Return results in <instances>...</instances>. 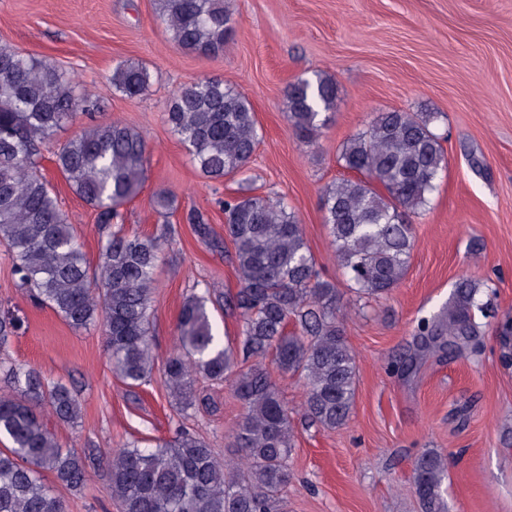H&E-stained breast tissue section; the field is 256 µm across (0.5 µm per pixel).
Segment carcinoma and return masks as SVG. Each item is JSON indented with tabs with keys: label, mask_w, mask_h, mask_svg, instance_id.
Listing matches in <instances>:
<instances>
[{
	"label": "carcinoma",
	"mask_w": 512,
	"mask_h": 512,
	"mask_svg": "<svg viewBox=\"0 0 512 512\" xmlns=\"http://www.w3.org/2000/svg\"><path fill=\"white\" fill-rule=\"evenodd\" d=\"M157 18L179 49L218 56L233 29L224 0H154ZM112 86L128 98L148 92L151 75L139 62L112 71ZM334 78H298L285 89L288 124L310 141L336 106ZM91 96L68 71L9 46H0V242L15 272L39 305L54 310L75 330L101 327L112 371L127 385L151 381L154 371L155 270L167 238L113 231L101 240L90 266L57 193L41 173L43 151L54 132L92 118ZM167 122L193 165L214 180L246 169L260 137L255 110L221 80L182 85L165 107ZM433 116L380 112L348 138L339 161L357 174L324 191V224L338 266L359 299L386 297L403 279L415 248L413 218L428 203L448 167ZM148 144L120 123L90 124L52 151L72 190L98 211L106 227L122 220L120 208L145 180ZM207 241L205 215L186 216ZM224 231L234 245L241 287L235 293L206 288L184 302L176 343L163 366L170 395L185 410L196 402L195 382H228L243 413L229 446L237 461L221 459L187 428L169 440L141 447L130 442L104 456L63 447L44 420L74 423L79 398L50 382L32 365L0 361L8 393L0 396V512H66L44 482L48 472L78 492L92 471H106L108 489L122 512H281L290 480L292 411L263 364L270 352L280 370L303 380V417L334 429L351 416L356 358L343 328L338 289L320 279L317 262L297 214L282 201L240 196L224 201ZM483 285L460 279L437 313L417 326L421 347L444 355L472 348L481 335L474 311ZM237 316L241 330L224 342L213 327L211 304ZM293 330H288V325ZM447 458L425 449L412 462L421 512H449L442 496Z\"/></svg>",
	"instance_id": "obj_1"
}]
</instances>
